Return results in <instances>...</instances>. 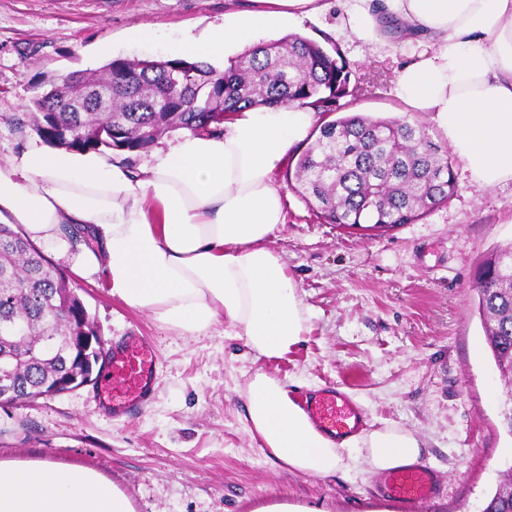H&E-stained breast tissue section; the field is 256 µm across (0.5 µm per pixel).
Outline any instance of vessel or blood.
Returning a JSON list of instances; mask_svg holds the SVG:
<instances>
[{
	"instance_id": "vessel-or-blood-1",
	"label": "vessel or blood",
	"mask_w": 512,
	"mask_h": 512,
	"mask_svg": "<svg viewBox=\"0 0 512 512\" xmlns=\"http://www.w3.org/2000/svg\"><path fill=\"white\" fill-rule=\"evenodd\" d=\"M157 355L146 337L136 334L122 337L112 344L110 374L121 380L125 389L114 393L111 384L98 387L100 404L116 417H127L149 404L156 384ZM299 403L314 427L326 435L347 436L364 425V412L340 386L318 392H304ZM439 482L433 470L422 464L400 468L382 475L380 493L405 505H415L431 498Z\"/></svg>"
}]
</instances>
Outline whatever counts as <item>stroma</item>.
<instances>
[{
    "mask_svg": "<svg viewBox=\"0 0 512 512\" xmlns=\"http://www.w3.org/2000/svg\"><path fill=\"white\" fill-rule=\"evenodd\" d=\"M249 0H0V160L37 143L22 116L47 82L115 58H168L171 45L201 38ZM336 4L299 19L305 37L331 40L353 74L385 81L343 98L345 111L390 117L400 110L401 48L374 49L338 29ZM151 37L129 42L130 27ZM448 202L388 231L321 223L295 192L272 246L311 315L310 330L284 357L249 349L226 323L178 333L109 293L105 276L61 270L105 343L135 333L158 357L144 411L112 416L86 385L52 398L0 406V459H45L93 468L131 498L135 512H256L288 502L313 512H402L378 477L339 470L288 472L268 457L246 422L244 393L264 372L290 393L332 383L362 407L367 429L400 427L421 441V463L441 478L438 495L412 512H482L512 460L500 425L504 383L475 309V274L512 243V185L482 189L453 160Z\"/></svg>",
    "mask_w": 512,
    "mask_h": 512,
    "instance_id": "35a3bbf8",
    "label": "stroma"
}]
</instances>
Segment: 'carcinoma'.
Masks as SVG:
<instances>
[{
  "label": "carcinoma",
  "instance_id": "1",
  "mask_svg": "<svg viewBox=\"0 0 512 512\" xmlns=\"http://www.w3.org/2000/svg\"><path fill=\"white\" fill-rule=\"evenodd\" d=\"M341 49L290 35L262 43L223 68L186 59L115 58L102 69L75 72L36 95L26 121L42 143L73 152H145L176 130L220 135L233 114L260 105L297 103L324 118L315 138L288 162L287 187L325 224L388 230L421 220L448 202L455 177L448 150L424 123L363 114L327 120L351 93ZM110 85L100 108L88 91ZM478 311L505 385L512 384V244L476 273ZM98 335L90 314L43 250L24 233L0 224V358L16 357L7 381L8 403L35 401L84 369L81 338ZM49 358L35 355L44 340ZM482 512H512V472Z\"/></svg>",
  "mask_w": 512,
  "mask_h": 512
}]
</instances>
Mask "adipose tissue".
Returning <instances> with one entry per match:
<instances>
[{"label":"adipose tissue","instance_id":"adipose-tissue-1","mask_svg":"<svg viewBox=\"0 0 512 512\" xmlns=\"http://www.w3.org/2000/svg\"><path fill=\"white\" fill-rule=\"evenodd\" d=\"M202 40L171 53L215 63L264 32L322 9L320 0H253ZM341 25L373 40L381 14L405 24L410 60L394 92L405 113L430 115L471 181L512 183V0H341ZM308 108L255 106L223 135L186 132L134 169L92 153L31 144L0 161V223L86 277L104 274L127 306L191 336L225 319L246 346L283 357L309 330L297 285L269 241L285 224L274 179L316 123ZM67 224L90 227L73 244ZM249 431L288 471L326 476L414 464L415 435L392 427L341 441L319 432L287 388L264 373L245 392ZM0 512H135L129 496L86 467L0 459Z\"/></svg>","mask_w":512,"mask_h":512}]
</instances>
